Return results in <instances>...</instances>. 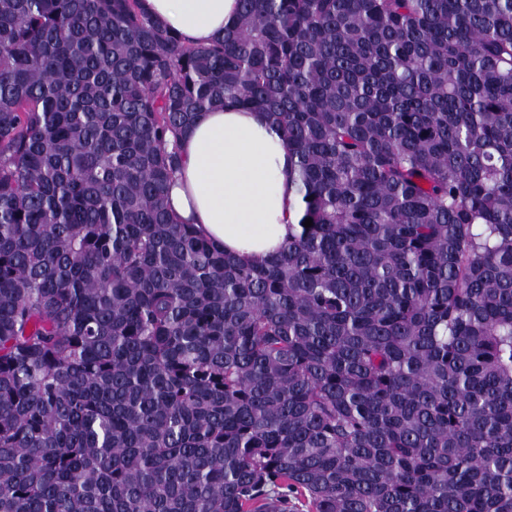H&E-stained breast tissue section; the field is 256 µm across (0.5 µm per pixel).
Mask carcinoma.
Masks as SVG:
<instances>
[{"label": "carcinoma", "instance_id": "1", "mask_svg": "<svg viewBox=\"0 0 512 512\" xmlns=\"http://www.w3.org/2000/svg\"><path fill=\"white\" fill-rule=\"evenodd\" d=\"M239 5L0 0V512H512V0ZM228 103L261 266L168 207ZM144 10L186 41L207 45L236 19L238 0H142ZM184 166L169 204L243 264L273 254L295 231L298 200L287 144L265 112H201L181 139Z\"/></svg>", "mask_w": 512, "mask_h": 512}]
</instances>
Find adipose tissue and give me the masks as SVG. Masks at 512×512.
<instances>
[{
    "instance_id": "ef3b65f1",
    "label": "adipose tissue",
    "mask_w": 512,
    "mask_h": 512,
    "mask_svg": "<svg viewBox=\"0 0 512 512\" xmlns=\"http://www.w3.org/2000/svg\"><path fill=\"white\" fill-rule=\"evenodd\" d=\"M186 41L206 45L235 20L238 0H142ZM184 166L169 204L244 264L273 254L297 222L287 144L266 113L227 106L198 114L181 139Z\"/></svg>"
}]
</instances>
